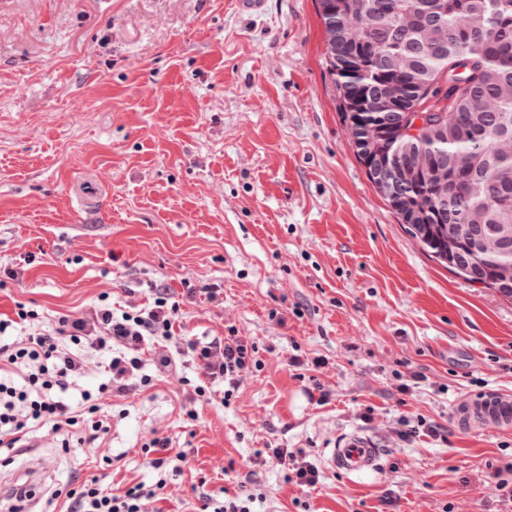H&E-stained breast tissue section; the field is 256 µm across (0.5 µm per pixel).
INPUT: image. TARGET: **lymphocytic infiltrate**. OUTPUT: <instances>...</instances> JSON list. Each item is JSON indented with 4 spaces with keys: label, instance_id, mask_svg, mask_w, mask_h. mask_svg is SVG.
<instances>
[{
    "label": "lymphocytic infiltrate",
    "instance_id": "obj_1",
    "mask_svg": "<svg viewBox=\"0 0 512 512\" xmlns=\"http://www.w3.org/2000/svg\"><path fill=\"white\" fill-rule=\"evenodd\" d=\"M195 288L177 295L164 284H151L148 303L118 308L101 295L91 317L67 314L47 319L43 312L18 305L13 315L0 317V460L28 434L51 432L56 447L68 448V429L90 434L107 432L113 398L149 386L154 375L191 365L194 401L220 394L230 403L242 378L260 370L255 343L228 329L221 337L183 336L179 330L184 305L195 299ZM99 359L105 379L96 388L79 387ZM144 454L159 473L154 488L141 485L115 494L97 481L65 491L61 512H148L166 486L169 465L185 461L184 452H172L167 437L145 443ZM276 458L287 460L285 479L300 489H313L322 480L318 466L302 449L277 448Z\"/></svg>",
    "mask_w": 512,
    "mask_h": 512
}]
</instances>
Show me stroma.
<instances>
[{
  "instance_id": "stroma-1",
  "label": "stroma",
  "mask_w": 512,
  "mask_h": 512,
  "mask_svg": "<svg viewBox=\"0 0 512 512\" xmlns=\"http://www.w3.org/2000/svg\"><path fill=\"white\" fill-rule=\"evenodd\" d=\"M317 0H0V314L90 316L149 281L221 285L187 305L185 335L250 338L264 362L230 405L199 406L182 375L112 400L110 431L69 451L30 435L0 482L49 490L152 484L141 447L190 449L157 512L251 490L263 512H512L493 490L512 429L466 433L460 396L512 392V299L453 273L368 180L352 144ZM325 358L313 377L294 348ZM424 382L400 392V375ZM327 403H319L320 391ZM447 441L396 434L400 415ZM383 448L377 473L325 465L339 431ZM303 449V491L269 446Z\"/></svg>"
}]
</instances>
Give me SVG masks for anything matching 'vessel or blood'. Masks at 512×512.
Returning a JSON list of instances; mask_svg holds the SVG:
<instances>
[{
  "label": "vessel or blood",
  "mask_w": 512,
  "mask_h": 512,
  "mask_svg": "<svg viewBox=\"0 0 512 512\" xmlns=\"http://www.w3.org/2000/svg\"><path fill=\"white\" fill-rule=\"evenodd\" d=\"M452 415L465 430H499L512 426V393L486 391L478 397L465 396L453 407ZM382 450L372 435L350 430L336 436L327 453L336 471L355 475L378 469Z\"/></svg>",
  "instance_id": "obj_1"
}]
</instances>
